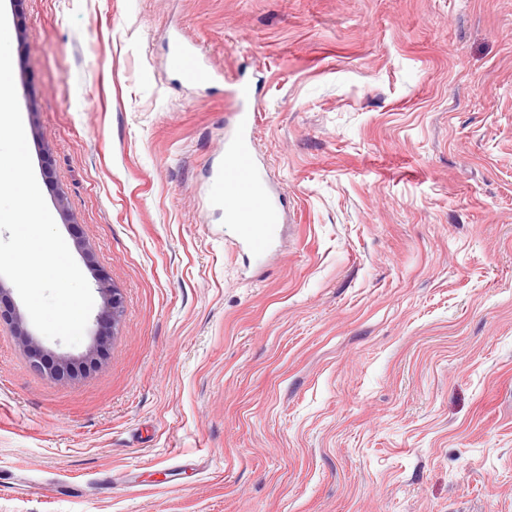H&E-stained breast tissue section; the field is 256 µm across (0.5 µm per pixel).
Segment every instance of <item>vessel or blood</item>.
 <instances>
[{
    "mask_svg": "<svg viewBox=\"0 0 512 512\" xmlns=\"http://www.w3.org/2000/svg\"><path fill=\"white\" fill-rule=\"evenodd\" d=\"M169 64L191 80L208 76L201 63V52L193 45L179 46ZM225 95L231 111L224 137V166L212 184V193L224 203L225 223L237 227V246L253 257L262 258L273 249L267 229L281 222L282 211L252 148L251 133L256 115L245 109L251 100V90L241 81L231 80Z\"/></svg>",
    "mask_w": 512,
    "mask_h": 512,
    "instance_id": "b4317fda",
    "label": "vessel or blood"
}]
</instances>
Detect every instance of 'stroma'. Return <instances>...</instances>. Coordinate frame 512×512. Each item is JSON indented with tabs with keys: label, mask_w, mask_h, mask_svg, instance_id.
I'll list each match as a JSON object with an SVG mask.
<instances>
[{
	"label": "stroma",
	"mask_w": 512,
	"mask_h": 512,
	"mask_svg": "<svg viewBox=\"0 0 512 512\" xmlns=\"http://www.w3.org/2000/svg\"><path fill=\"white\" fill-rule=\"evenodd\" d=\"M0 1L37 183L123 297L39 337L64 377L0 322V512H512V0ZM233 77L262 264L209 193ZM201 54L197 46L180 45L169 59L170 66L191 80L209 77L208 71L202 66ZM99 287L104 299L102 311V323L112 325V328L119 322L123 313L122 295L118 288H115L104 279H99ZM23 346L26 348L29 358L31 359L32 366L40 371H46L50 375H60L61 373L64 375L67 372L68 363L65 361L60 362H51L43 352V350L37 345L29 340L28 338H21Z\"/></svg>",
	"instance_id": "1"
}]
</instances>
